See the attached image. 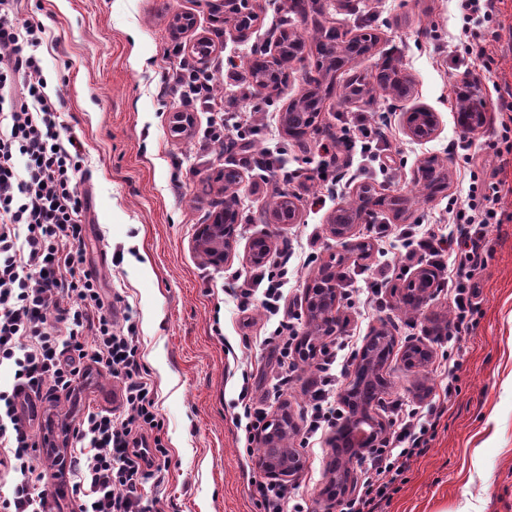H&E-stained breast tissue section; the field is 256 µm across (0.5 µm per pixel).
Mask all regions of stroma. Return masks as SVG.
<instances>
[{"label": "stroma", "instance_id": "1", "mask_svg": "<svg viewBox=\"0 0 512 512\" xmlns=\"http://www.w3.org/2000/svg\"><path fill=\"white\" fill-rule=\"evenodd\" d=\"M260 20L245 42L234 39L230 25L215 21L206 0H18L19 24L37 23L47 33L43 66L47 92L60 98L61 137L83 145L77 190L87 202L84 262L63 269L64 277L95 274L102 288L116 296L114 319L137 325L142 362L149 374L153 399L162 422L159 436L167 450L163 483L141 490L145 512H258L250 495L252 481L263 479L258 453H247L245 432L238 424L241 374L251 371L264 395L270 420L289 415L295 429L288 439L297 447L306 397L301 377L280 399L269 395L275 370L262 338L267 326L261 305L242 315L232 296L238 279L255 268L246 246L268 235L273 256L290 254L294 271L289 298L305 312V288L331 258L344 256L345 273L400 257L367 250L350 256L351 242L367 241L371 227L386 224L438 223L448 210L449 196L465 198L462 162L448 153L449 143L494 141L497 100L482 89L485 121L468 131L458 126L448 104L451 84L464 75L482 80L478 64L462 59L456 49L461 22L454 0H336L329 13L341 31L374 33L372 56L358 63L367 74L377 64L395 62L408 79L404 98L373 90L343 101L344 74H335L317 131L302 139L285 132L281 114L307 89L306 62H288V80L274 93L260 89L244 63L254 51L274 58L283 32L303 31L285 0H258ZM194 14L195 30L174 36L175 14ZM211 38L206 62L217 79V108L253 112L261 125L257 148H278L290 167L306 175L303 187L282 184L275 177L243 175L235 207L240 221L236 244L225 263L201 259L196 235L213 212L224 206V184L217 174L240 168L239 148L207 147L201 135L209 113L194 112L174 91L178 61L173 45L188 46L196 36ZM423 107L437 113L438 134L427 141L408 136L404 114ZM190 112L194 124L174 132L169 118ZM361 112L369 120L388 115L393 149L400 153L396 176L377 185L378 194L402 196L414 189L420 164L443 161V192L422 201L402 216L374 208L371 220L356 221L351 241L337 239L330 218L339 198L313 205L319 145L336 130L340 116ZM293 202V223H274L267 203L274 190ZM491 254L475 277L477 294L473 329L464 336L463 358L456 362L455 392L424 455L391 487L387 512H512V191L502 200V216L490 232ZM313 245L316 259L305 263L303 249ZM410 277L402 272L387 289L389 311L356 316L345 300H337L340 323L368 338L385 328L398 347L427 349L431 364L420 372L391 359L383 374L387 398L427 404L440 390L433 365L443 350L436 335L452 317L446 296L427 295L416 311L403 310L401 288ZM120 389L109 373L95 375L81 402L60 398L51 406L53 419H69L79 406L111 408ZM299 447V446H298ZM302 449V448H301ZM303 468L286 484L289 496L304 499L309 512H339L324 492L333 448L328 438L302 449Z\"/></svg>", "mask_w": 512, "mask_h": 512}]
</instances>
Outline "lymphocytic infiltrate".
Returning <instances> with one entry per match:
<instances>
[{"instance_id":"f902f5d3","label":"lymphocytic infiltrate","mask_w":512,"mask_h":512,"mask_svg":"<svg viewBox=\"0 0 512 512\" xmlns=\"http://www.w3.org/2000/svg\"><path fill=\"white\" fill-rule=\"evenodd\" d=\"M500 2L456 0L460 49L489 75L498 70L490 47L501 37ZM46 39L40 25L16 23L14 0H0V112L9 121L8 132L0 135V365L14 370L12 388L0 389V472L10 480L8 493L0 495V512H45L44 486L51 475L71 481L77 512H143L141 488L150 478L162 482L163 470L154 459L166 449L157 438L150 456L140 453L148 444L144 429L158 428L159 420L134 325L117 328L112 304L94 276L61 274L81 256L84 203L75 181L81 146L60 136L61 114L43 76ZM493 90L507 93L499 106L507 117L488 147L462 155L469 174L466 201L449 199L447 224H406L398 233L403 258L440 273L453 308L445 337L456 343L472 328L474 278L490 253L489 228L502 216L504 184L479 158L489 149L500 164L512 161V88L497 83ZM176 91L186 102L212 108L205 139L219 142L232 133L237 141L250 142L252 113L214 111L208 70L183 65ZM390 137L384 119L372 123L359 115L343 122L323 149L317 169L322 187L333 191L345 179L343 156L351 151L376 164L380 175H390L391 167L382 162ZM291 277L287 262L271 260L254 276L255 285L264 288L267 312L276 319L267 342L283 371L282 387L297 370L300 336L298 315L285 308L284 287ZM357 347V336L346 331L322 346L318 374L305 386L309 403L301 447L345 421L347 411L333 395L335 364L339 352ZM104 370L122 381L118 412L84 411L73 428L72 448L38 453L37 441L20 423L21 413L37 416L46 404L74 396L80 381ZM453 391V383L443 384L422 410L390 401L389 433L356 458L361 483L340 512H385L391 485L426 451ZM252 497L259 512H308L304 500L288 497L275 481L254 482Z\"/></svg>"}]
</instances>
